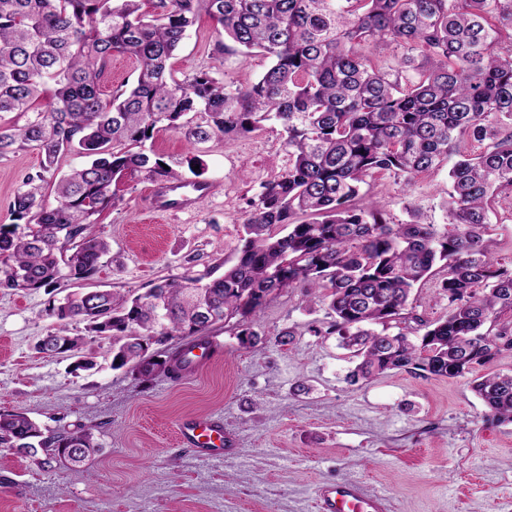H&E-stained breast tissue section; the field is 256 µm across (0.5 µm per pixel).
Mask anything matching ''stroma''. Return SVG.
Returning a JSON list of instances; mask_svg holds the SVG:
<instances>
[{
  "label": "stroma",
  "instance_id": "1",
  "mask_svg": "<svg viewBox=\"0 0 512 512\" xmlns=\"http://www.w3.org/2000/svg\"><path fill=\"white\" fill-rule=\"evenodd\" d=\"M172 65L180 79L207 68L243 82L268 62L219 54L214 23L203 15ZM151 146L182 172L200 158L201 180L216 192L194 212L154 214L147 199L160 179L141 173L119 182L116 206L90 227L111 245L91 288L141 294L234 258L248 199L288 167L275 126L198 146L161 130ZM40 161L33 150L0 158V225L12 223L14 193ZM363 189L386 203L394 222L407 221L408 202L423 222H445L447 168L409 188L376 174ZM490 220L491 257L510 270L512 197L497 199ZM441 280L430 276L412 293L425 319L448 312ZM71 290L63 280L49 290L0 292V413L26 412L55 433L92 429L100 449L72 469L0 447V512H314L319 483L353 479L385 494L392 512H512V423L492 419L470 377L391 371L350 384L351 353L325 335L326 306L303 289L271 299L254 317L255 347L243 346L235 327L215 328L219 354L178 380L113 368L111 338L81 322L69 333L82 337L79 354L91 356L94 369H75L67 353H39L38 342L56 328L49 304ZM284 330L294 336L281 346L275 338ZM204 416L222 420L235 443L223 463L197 459L179 440L178 420Z\"/></svg>",
  "mask_w": 512,
  "mask_h": 512
}]
</instances>
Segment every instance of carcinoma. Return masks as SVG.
I'll use <instances>...</instances> for the list:
<instances>
[{"mask_svg":"<svg viewBox=\"0 0 512 512\" xmlns=\"http://www.w3.org/2000/svg\"><path fill=\"white\" fill-rule=\"evenodd\" d=\"M216 23V48L267 69L245 82L200 70L178 80L170 65L196 19ZM508 41H503L504 31ZM404 49L401 67L372 51ZM137 65L128 89L105 95L112 57ZM51 94L43 108L40 100ZM0 157L41 155L10 203L23 231L0 227V288L38 291L89 281L109 243L88 227L115 202L112 185L145 172L183 183L146 148L155 130L193 145L280 127L288 168L249 200L233 261L201 276L164 279L128 297L76 291L48 314L58 332L37 348L78 350L70 321L112 337L113 368L134 364L177 380L182 349L148 360L153 344L244 322L293 288L327 302V329L358 359L351 384L393 370L458 378L512 423V374L491 370L512 348V272L489 257L488 214L512 193V0H0ZM483 145L473 153L470 142ZM89 158L58 175L67 153ZM453 161L446 224L413 210L394 223L361 195L383 172L406 187ZM54 194V203L46 195ZM440 266L448 315L425 320L409 299ZM0 447L68 453L82 466L100 444L89 429L45 432L23 412L0 413Z\"/></svg>","mask_w":512,"mask_h":512,"instance_id":"carcinoma-1","label":"carcinoma"}]
</instances>
